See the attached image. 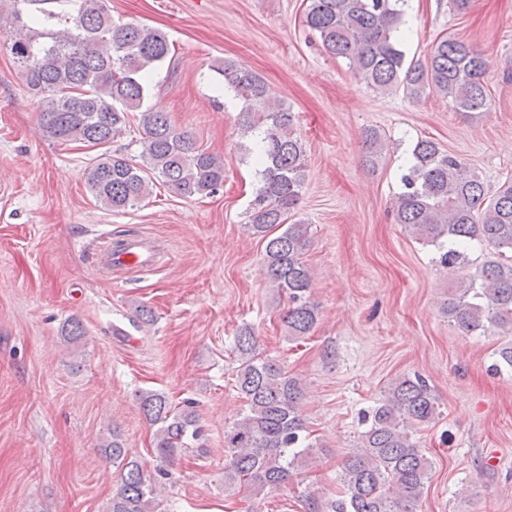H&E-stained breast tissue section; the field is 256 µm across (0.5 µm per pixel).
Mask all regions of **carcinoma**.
<instances>
[{"instance_id":"obj_1","label":"carcinoma","mask_w":512,"mask_h":512,"mask_svg":"<svg viewBox=\"0 0 512 512\" xmlns=\"http://www.w3.org/2000/svg\"><path fill=\"white\" fill-rule=\"evenodd\" d=\"M409 0H310L306 26L322 49L348 61L349 69L374 91L401 90L412 99L432 94L448 98L459 112L490 109L486 56L472 43L442 37L425 61L408 62L402 49ZM0 26L12 28L7 46L26 85L41 96L42 131L61 142L102 147L127 127L128 113L139 118L141 166L104 151L86 171L88 188L113 211L132 209L161 179L184 198L213 195L224 186V161L200 149L195 138L173 123L165 110L143 108L149 77L170 55L165 33L136 23L116 24L105 0H10ZM216 70L239 100V125L256 140L248 149L260 184L245 229L264 243L268 287L283 305L288 336L303 338L315 328L319 309L311 300V270L304 259L308 225L298 217L307 177L306 148L296 135L295 115L272 96L251 70L226 60ZM364 163L375 165L385 141L374 129L363 132ZM402 191L391 211L398 224L439 252L438 264L453 271L457 286L441 303L448 322L465 334L495 330L512 335V181L489 193L465 159L430 139L418 140L401 176ZM489 255L478 276L471 274L472 243ZM64 340L77 348L86 331L71 319ZM238 366L236 391L244 400L233 425L224 431V492L247 489L254 499L288 487L293 470L314 444L308 440L301 406L305 390L276 360L256 348L254 332L234 336ZM139 409L154 428L151 474L146 462L125 448L117 431L100 451L120 468L121 483L109 512H165L163 488L155 475L174 462L200 435L193 406H173L157 391L139 395ZM439 416L424 377H399L365 416L355 452L345 459L343 488L330 502L303 494L306 512H416L430 478V459L416 433Z\"/></svg>"}]
</instances>
